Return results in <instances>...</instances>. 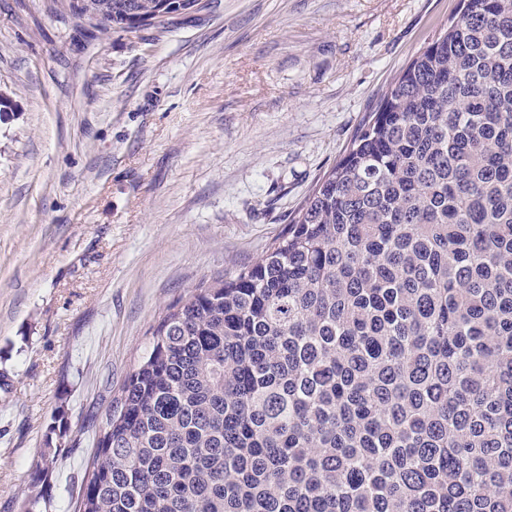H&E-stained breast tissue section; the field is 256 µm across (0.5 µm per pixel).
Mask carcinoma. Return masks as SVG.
I'll return each mask as SVG.
<instances>
[{
    "mask_svg": "<svg viewBox=\"0 0 512 512\" xmlns=\"http://www.w3.org/2000/svg\"><path fill=\"white\" fill-rule=\"evenodd\" d=\"M460 4L266 254L168 305L75 512H512V0Z\"/></svg>",
    "mask_w": 512,
    "mask_h": 512,
    "instance_id": "obj_1",
    "label": "carcinoma"
}]
</instances>
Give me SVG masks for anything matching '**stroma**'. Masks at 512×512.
<instances>
[{
  "mask_svg": "<svg viewBox=\"0 0 512 512\" xmlns=\"http://www.w3.org/2000/svg\"><path fill=\"white\" fill-rule=\"evenodd\" d=\"M459 0H200L167 27L0 0V512H74L167 306L259 260ZM65 412H61L60 416H58L57 421L59 422V425H52L48 427V431L45 435V444L47 448H45L43 454L41 455V463L37 464V473L39 475V482H42L44 484L48 477L52 475L54 470V460L56 456V450L54 451L53 447V435H56L58 437L62 436L63 428H64V416ZM54 424H56V422ZM63 421V422H62ZM62 427V430H61ZM58 431V433H57Z\"/></svg>",
  "mask_w": 512,
  "mask_h": 512,
  "instance_id": "1",
  "label": "stroma"
}]
</instances>
